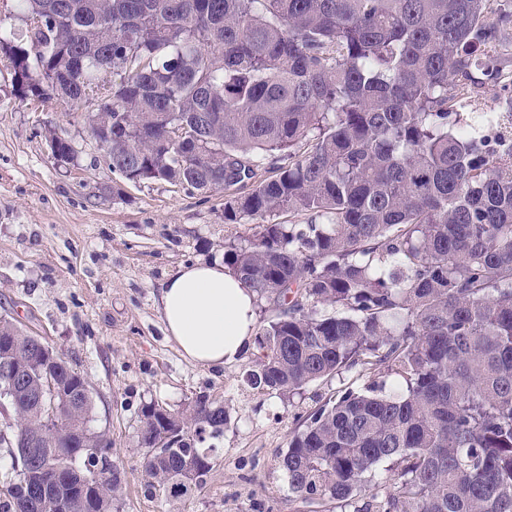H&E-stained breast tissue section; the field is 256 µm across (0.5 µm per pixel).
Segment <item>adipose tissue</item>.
<instances>
[{"label": "adipose tissue", "instance_id": "1", "mask_svg": "<svg viewBox=\"0 0 512 512\" xmlns=\"http://www.w3.org/2000/svg\"><path fill=\"white\" fill-rule=\"evenodd\" d=\"M160 311L167 335L198 365L223 366L253 344L256 295L220 262L173 273L161 290Z\"/></svg>", "mask_w": 512, "mask_h": 512}]
</instances>
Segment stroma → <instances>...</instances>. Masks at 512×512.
I'll list each match as a JSON object with an SVG mask.
<instances>
[{
  "mask_svg": "<svg viewBox=\"0 0 512 512\" xmlns=\"http://www.w3.org/2000/svg\"><path fill=\"white\" fill-rule=\"evenodd\" d=\"M0 53V316L64 353L95 401L90 426L112 443L125 475L120 512H309L289 489L276 454L345 373L283 398L249 387L241 355L219 368L186 360L167 336L160 290L177 269L220 260L251 240L256 222L224 219V194H191L109 171L90 130L98 104L20 102ZM68 139L57 163L49 134ZM223 401L230 425L215 440L211 474L193 497L152 496L139 480L142 410L184 409L197 396Z\"/></svg>",
  "mask_w": 512,
  "mask_h": 512,
  "instance_id": "35a3bbf8",
  "label": "stroma"
}]
</instances>
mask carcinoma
<instances>
[{
  "label": "carcinoma",
  "instance_id": "cac0c4a2",
  "mask_svg": "<svg viewBox=\"0 0 512 512\" xmlns=\"http://www.w3.org/2000/svg\"><path fill=\"white\" fill-rule=\"evenodd\" d=\"M15 2L42 23L0 24L20 99L79 105L102 85L90 128L110 171L222 190L225 220H261L224 246L246 287L282 300L247 384L290 398L356 367L390 377L331 394L293 433L277 454L291 492L340 512H512V133L459 105L507 88L512 52L491 70L483 53L512 31V0ZM299 210L310 221L274 220ZM47 346L0 317V512L60 461L51 505L29 512H118L93 398L54 435L46 373L87 381L67 360L45 370ZM141 423L145 491L193 496L224 404L151 403Z\"/></svg>",
  "mask_w": 512,
  "mask_h": 512
}]
</instances>
